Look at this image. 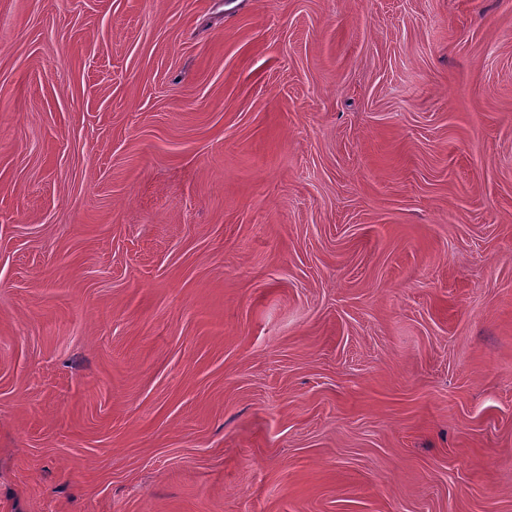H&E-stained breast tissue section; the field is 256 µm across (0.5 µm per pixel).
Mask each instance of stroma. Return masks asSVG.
Instances as JSON below:
<instances>
[{
	"mask_svg": "<svg viewBox=\"0 0 512 512\" xmlns=\"http://www.w3.org/2000/svg\"><path fill=\"white\" fill-rule=\"evenodd\" d=\"M0 512H512V0H0Z\"/></svg>",
	"mask_w": 512,
	"mask_h": 512,
	"instance_id": "1",
	"label": "stroma"
}]
</instances>
